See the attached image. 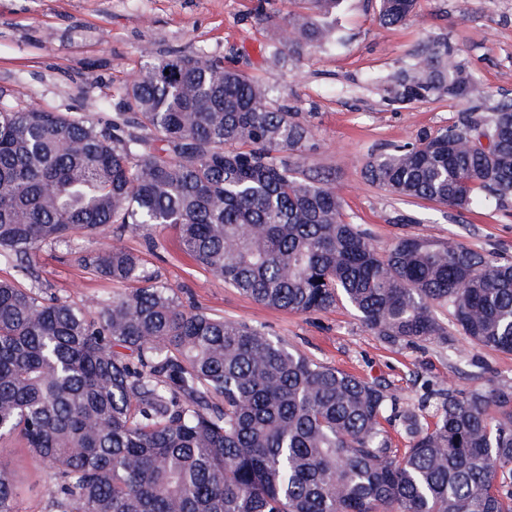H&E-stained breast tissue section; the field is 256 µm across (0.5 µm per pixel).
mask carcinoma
Returning a JSON list of instances; mask_svg holds the SVG:
<instances>
[{
    "instance_id": "obj_1",
    "label": "carcinoma",
    "mask_w": 512,
    "mask_h": 512,
    "mask_svg": "<svg viewBox=\"0 0 512 512\" xmlns=\"http://www.w3.org/2000/svg\"><path fill=\"white\" fill-rule=\"evenodd\" d=\"M328 19L271 23L273 57L341 41L342 0H301ZM418 0H379L403 23ZM394 99L470 104L458 121L372 158L367 181L457 210L512 199V100L491 97L442 34L402 69ZM133 117L112 129L0 101V439L52 472L46 512H512V386L435 389L382 425L386 387L321 363L245 321L179 302L118 243L79 256L133 288L77 305L46 297V245L175 229L182 252L263 305L300 314L348 303L389 344H472L512 353V263L453 240L376 247L328 181L301 176L311 131L217 57L173 54L122 90ZM435 405V421L424 422ZM20 486L0 466V512Z\"/></svg>"
}]
</instances>
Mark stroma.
I'll return each mask as SVG.
<instances>
[{
    "label": "stroma",
    "mask_w": 512,
    "mask_h": 512,
    "mask_svg": "<svg viewBox=\"0 0 512 512\" xmlns=\"http://www.w3.org/2000/svg\"><path fill=\"white\" fill-rule=\"evenodd\" d=\"M260 6L275 16L288 11L286 0H0V94L108 127L126 112L121 89L136 73L174 53L203 51L266 85L272 100L287 99L313 133L312 149L298 159L301 170L338 186L346 221L378 247L403 237L452 239L512 260V212L399 198L364 177L373 157L448 127L466 109L446 98L395 102L387 93L427 37L447 35L466 70L489 87L483 112L512 100V0H419L415 15L397 27L377 23V0H343L341 44L278 60L269 54L271 31L257 18ZM108 239L141 254L184 304L261 327L365 380H383L398 410L417 407L432 385L512 384V353L476 347L457 332L444 345H391L344 302L307 314L258 304L195 265L169 227L133 233L115 226L104 239L44 247L34 263L40 284L78 304L111 298V281L90 276L75 260ZM0 464L26 487L18 512H43L48 469L14 440L0 441Z\"/></svg>",
    "instance_id": "35a3bbf8"
}]
</instances>
